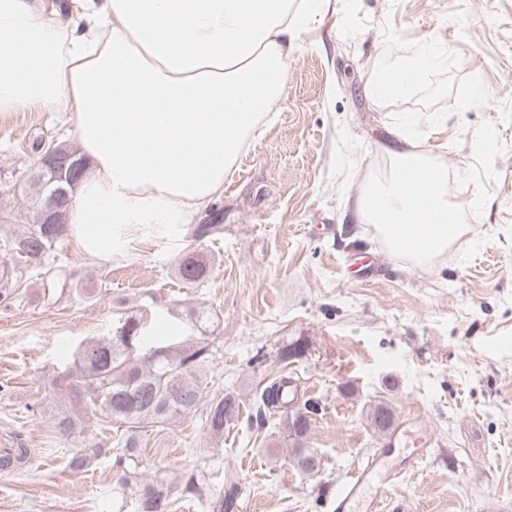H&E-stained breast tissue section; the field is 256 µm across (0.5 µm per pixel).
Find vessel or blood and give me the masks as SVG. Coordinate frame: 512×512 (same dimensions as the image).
Listing matches in <instances>:
<instances>
[{"instance_id": "vessel-or-blood-1", "label": "vessel or blood", "mask_w": 512, "mask_h": 512, "mask_svg": "<svg viewBox=\"0 0 512 512\" xmlns=\"http://www.w3.org/2000/svg\"><path fill=\"white\" fill-rule=\"evenodd\" d=\"M431 448L430 434L416 420L399 422L388 434L384 451L355 466L349 479L337 487L333 512H383L389 488L419 467Z\"/></svg>"}]
</instances>
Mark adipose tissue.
Wrapping results in <instances>:
<instances>
[{"instance_id":"ef3b65f1","label":"adipose tissue","mask_w":512,"mask_h":512,"mask_svg":"<svg viewBox=\"0 0 512 512\" xmlns=\"http://www.w3.org/2000/svg\"><path fill=\"white\" fill-rule=\"evenodd\" d=\"M326 0H77L68 25L45 0H0V112H64L88 167L67 222L99 253L116 224H181L224 191L248 133L284 91L286 61ZM382 207L354 218L401 253L444 251L448 186L421 196L417 151L393 150Z\"/></svg>"}]
</instances>
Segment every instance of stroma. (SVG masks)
<instances>
[{
    "instance_id": "stroma-1",
    "label": "stroma",
    "mask_w": 512,
    "mask_h": 512,
    "mask_svg": "<svg viewBox=\"0 0 512 512\" xmlns=\"http://www.w3.org/2000/svg\"><path fill=\"white\" fill-rule=\"evenodd\" d=\"M425 49L439 61L406 95L372 93ZM287 70L223 194L191 218L223 215L222 234L145 224L128 248L95 256L66 234L46 259L70 277L60 296L18 267L12 245L39 201L33 143L65 142L66 115L0 112V261L18 278L0 297V437L29 451L0 470V512H140L144 484L202 478L207 497L184 495L169 512H213L229 472L238 512H330L337 485L384 447L378 405L417 418L435 448L385 512H512V0H330ZM399 129L455 188L457 234L424 267L351 218L364 188L394 178L382 143ZM189 251L207 265L194 285L178 273ZM366 253L365 274L354 262ZM131 316L147 329L142 354L206 336L203 380L237 396L239 415L217 435L192 411L138 432L140 467L73 471V452L119 425L91 412L62 437L54 415L69 398L55 377ZM295 340L306 352L285 364L279 350ZM285 377L314 406V474L291 462L285 411L259 410Z\"/></svg>"
}]
</instances>
